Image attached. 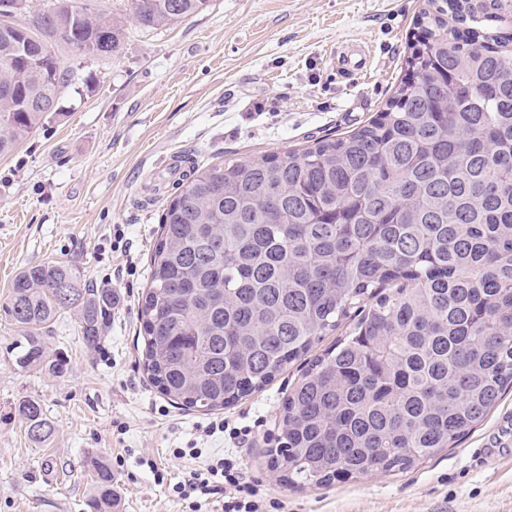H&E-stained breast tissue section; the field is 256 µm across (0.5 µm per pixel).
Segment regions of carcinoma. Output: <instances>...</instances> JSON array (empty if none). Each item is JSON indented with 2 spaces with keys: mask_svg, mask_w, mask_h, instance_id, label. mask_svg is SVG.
Segmentation results:
<instances>
[{
  "mask_svg": "<svg viewBox=\"0 0 512 512\" xmlns=\"http://www.w3.org/2000/svg\"><path fill=\"white\" fill-rule=\"evenodd\" d=\"M94 0H46L28 26L0 0V154L58 111L52 43L115 52L122 25ZM210 0H132L142 28ZM512 0H424V31L385 108L302 149L197 163L166 202L139 306L144 366L169 399L222 409L306 361L279 419L271 468L316 486L406 470L458 443L512 389ZM117 304L63 262L23 268L0 304L13 364L61 378L46 329L74 312L100 345ZM28 439L56 431L37 398L14 405ZM112 470L94 466L108 512Z\"/></svg>",
  "mask_w": 512,
  "mask_h": 512,
  "instance_id": "carcinoma-1",
  "label": "carcinoma"
}]
</instances>
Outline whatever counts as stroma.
Returning a JSON list of instances; mask_svg holds the SVG:
<instances>
[{"mask_svg": "<svg viewBox=\"0 0 512 512\" xmlns=\"http://www.w3.org/2000/svg\"><path fill=\"white\" fill-rule=\"evenodd\" d=\"M123 23L117 52L58 47L66 74L60 114L0 155V302L22 267L62 261L87 288L120 298L99 347L84 344L74 314L50 331L70 361L61 378L15 367L17 333L0 314V512H91L93 469L112 470V512H180L144 458L172 480L236 455L286 512H512V390L456 447L405 471H376L326 486L290 484L272 470L279 418L302 362L218 412L163 396L142 365L139 303L166 203L137 204L143 181L165 178V158L250 157L304 147L366 123L391 96L417 32L422 0H210L204 11L139 27L131 0H97ZM360 45L367 72L341 77L335 52ZM41 400L56 432L30 442L11 411ZM249 431L212 433L216 419ZM197 446L199 459L173 449Z\"/></svg>", "mask_w": 512, "mask_h": 512, "instance_id": "1", "label": "stroma"}]
</instances>
